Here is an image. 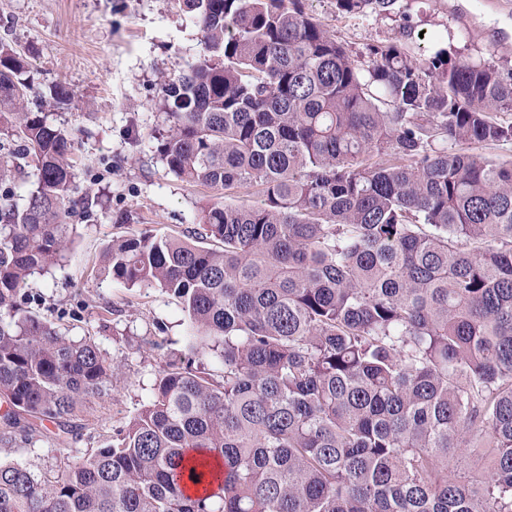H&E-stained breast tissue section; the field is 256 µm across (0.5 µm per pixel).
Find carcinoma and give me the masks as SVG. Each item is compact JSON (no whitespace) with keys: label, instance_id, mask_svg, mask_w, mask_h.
Here are the masks:
<instances>
[{"label":"carcinoma","instance_id":"carcinoma-1","mask_svg":"<svg viewBox=\"0 0 512 512\" xmlns=\"http://www.w3.org/2000/svg\"><path fill=\"white\" fill-rule=\"evenodd\" d=\"M203 58L161 87L168 171L217 194L191 236L112 240L100 273L177 297L191 350L104 446L61 474L0 459V512H512V69L404 41L367 68L301 0H178ZM398 0H336L389 15ZM28 64L0 40V422L67 434L112 362L19 300L64 256L69 133L28 109ZM213 240L217 248L201 242ZM480 439L486 466L453 474Z\"/></svg>","mask_w":512,"mask_h":512}]
</instances>
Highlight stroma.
Instances as JSON below:
<instances>
[{
    "label": "stroma",
    "mask_w": 512,
    "mask_h": 512,
    "mask_svg": "<svg viewBox=\"0 0 512 512\" xmlns=\"http://www.w3.org/2000/svg\"><path fill=\"white\" fill-rule=\"evenodd\" d=\"M303 4L361 68L366 47L399 38L407 20L421 33L411 44L415 59L439 43L512 68V0H399L388 16L345 14L336 0ZM0 39L29 64L31 104L55 83L73 92L50 117L73 140L69 249L29 282L23 310L72 339L94 340L115 366L109 395L79 408L80 429L66 443L54 441L58 428L46 419L38 424L43 440L0 445V456L52 475L125 426L168 360L187 351L188 323L174 296L125 287L98 276L96 266L114 237L199 227L211 191L169 173L157 145L167 129L160 88L200 61L202 33L177 0H0Z\"/></svg>",
    "instance_id": "obj_1"
}]
</instances>
